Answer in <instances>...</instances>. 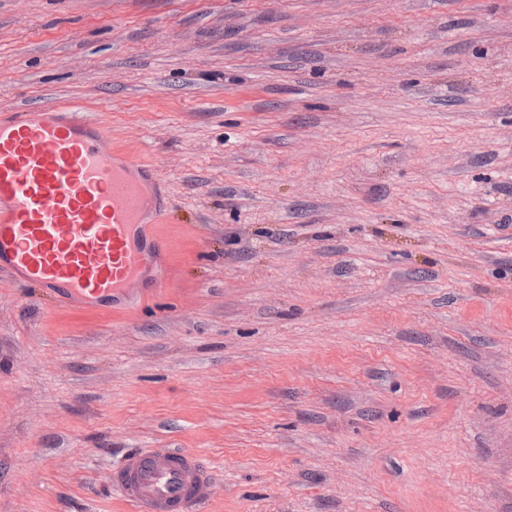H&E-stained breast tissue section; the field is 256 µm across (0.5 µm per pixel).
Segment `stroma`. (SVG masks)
<instances>
[{"label":"stroma","instance_id":"35a3bbf8","mask_svg":"<svg viewBox=\"0 0 512 512\" xmlns=\"http://www.w3.org/2000/svg\"><path fill=\"white\" fill-rule=\"evenodd\" d=\"M155 165L169 281L0 275V512H512V0H0V113ZM112 480L135 512H194L213 492L203 461L185 448L130 453Z\"/></svg>","mask_w":512,"mask_h":512}]
</instances>
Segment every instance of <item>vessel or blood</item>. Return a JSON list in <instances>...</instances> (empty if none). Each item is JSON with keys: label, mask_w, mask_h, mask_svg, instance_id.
<instances>
[{"label": "vessel or blood", "mask_w": 512, "mask_h": 512, "mask_svg": "<svg viewBox=\"0 0 512 512\" xmlns=\"http://www.w3.org/2000/svg\"><path fill=\"white\" fill-rule=\"evenodd\" d=\"M105 138L74 105L0 115V272L103 310L131 289L165 288L171 250L156 231L161 180ZM112 480L134 512H196L213 492L185 448L130 453Z\"/></svg>", "instance_id": "obj_1"}]
</instances>
